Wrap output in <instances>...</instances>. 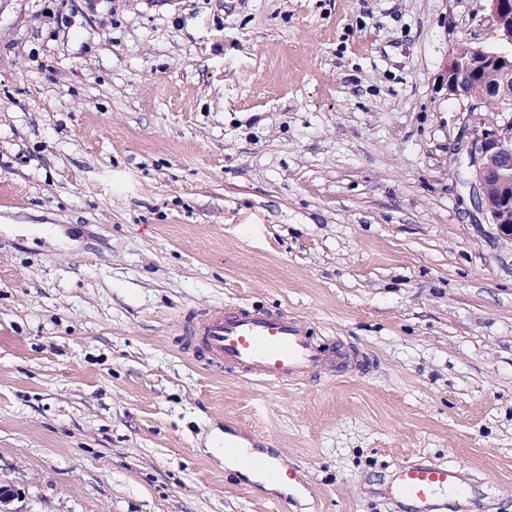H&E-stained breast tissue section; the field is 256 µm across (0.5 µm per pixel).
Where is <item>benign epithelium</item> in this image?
Wrapping results in <instances>:
<instances>
[{"label": "benign epithelium", "instance_id": "7a95c632", "mask_svg": "<svg viewBox=\"0 0 512 512\" xmlns=\"http://www.w3.org/2000/svg\"><path fill=\"white\" fill-rule=\"evenodd\" d=\"M489 18L499 31L501 40L512 45V0H490ZM501 68V80L490 88V94L512 106V60L505 54L471 56L453 59L446 72L448 95L466 100L467 81L488 64ZM456 161L471 169L475 207L488 215L500 237L512 241V119L483 123L474 128L456 148Z\"/></svg>", "mask_w": 512, "mask_h": 512}]
</instances>
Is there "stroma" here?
<instances>
[{"label": "stroma", "mask_w": 512, "mask_h": 512, "mask_svg": "<svg viewBox=\"0 0 512 512\" xmlns=\"http://www.w3.org/2000/svg\"><path fill=\"white\" fill-rule=\"evenodd\" d=\"M487 0H0V487L11 512H409L416 457L512 512V243L449 97ZM257 302L364 372L268 386L179 351ZM252 432L304 483L226 473ZM288 501L273 510L279 496Z\"/></svg>", "instance_id": "35a3bbf8"}]
</instances>
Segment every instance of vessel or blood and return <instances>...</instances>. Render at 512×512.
<instances>
[{"label": "vessel or blood", "instance_id": "vessel-or-blood-1", "mask_svg": "<svg viewBox=\"0 0 512 512\" xmlns=\"http://www.w3.org/2000/svg\"><path fill=\"white\" fill-rule=\"evenodd\" d=\"M176 340L205 366L234 370L267 385L315 382L359 372L369 364L365 356L320 344L304 319L253 303L189 313L176 325ZM242 461L269 480L298 481L286 465L252 455ZM475 484L461 466L420 458L396 466L379 493L388 503L408 505L411 512H446L451 500Z\"/></svg>", "mask_w": 512, "mask_h": 512}]
</instances>
